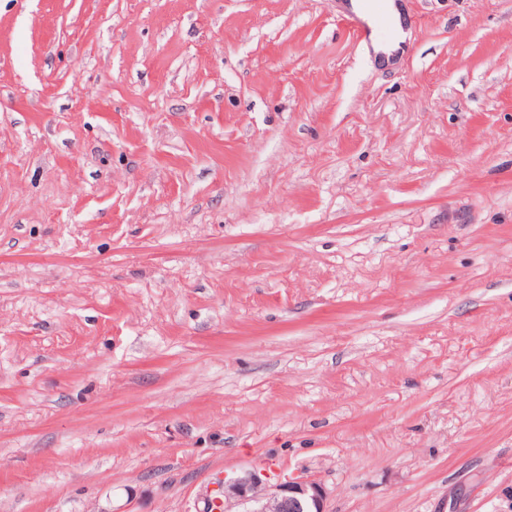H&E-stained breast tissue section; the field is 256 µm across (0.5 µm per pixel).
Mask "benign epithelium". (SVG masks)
<instances>
[{"label":"benign epithelium","mask_w":512,"mask_h":512,"mask_svg":"<svg viewBox=\"0 0 512 512\" xmlns=\"http://www.w3.org/2000/svg\"><path fill=\"white\" fill-rule=\"evenodd\" d=\"M325 501L320 483L299 477L273 479L257 467L224 475L204 498L205 508L216 505L223 512H326Z\"/></svg>","instance_id":"benign-epithelium-1"}]
</instances>
